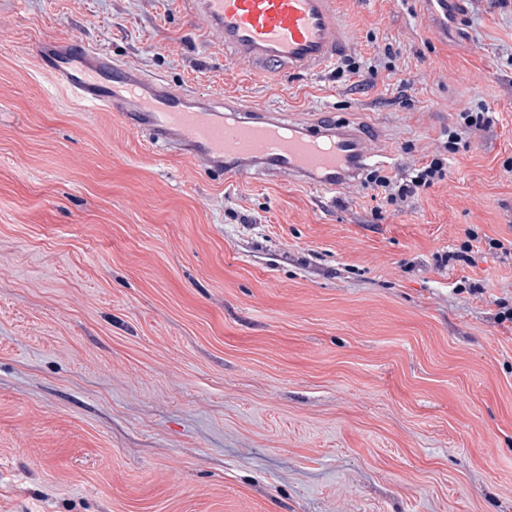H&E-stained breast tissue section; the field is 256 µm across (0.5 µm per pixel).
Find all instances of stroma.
<instances>
[{
	"label": "stroma",
	"mask_w": 512,
	"mask_h": 512,
	"mask_svg": "<svg viewBox=\"0 0 512 512\" xmlns=\"http://www.w3.org/2000/svg\"><path fill=\"white\" fill-rule=\"evenodd\" d=\"M337 9L359 73L268 81L176 0H0V512H512V0L445 40L419 0ZM70 40L375 123L394 174L496 120L396 205L234 183L84 108L36 52Z\"/></svg>",
	"instance_id": "35a3bbf8"
}]
</instances>
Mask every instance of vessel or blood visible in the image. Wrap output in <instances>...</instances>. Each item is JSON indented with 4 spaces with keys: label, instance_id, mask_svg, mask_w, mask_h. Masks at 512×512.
Wrapping results in <instances>:
<instances>
[{
    "label": "vessel or blood",
    "instance_id": "b4317fda",
    "mask_svg": "<svg viewBox=\"0 0 512 512\" xmlns=\"http://www.w3.org/2000/svg\"><path fill=\"white\" fill-rule=\"evenodd\" d=\"M202 19L224 51L257 77L315 73L335 60L348 39L336 0H179ZM434 20L455 26L465 0H429ZM45 70L93 112L119 111L134 130L185 151L205 167L237 180L276 174L341 190L361 175L371 138L362 129L312 127L257 112L242 101L198 99L170 88L79 42L41 51Z\"/></svg>",
    "mask_w": 512,
    "mask_h": 512
}]
</instances>
